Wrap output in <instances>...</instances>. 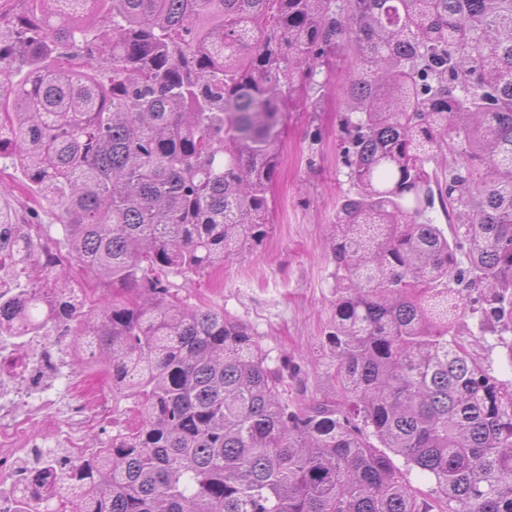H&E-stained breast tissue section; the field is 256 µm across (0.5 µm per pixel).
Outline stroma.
Segmentation results:
<instances>
[{
  "label": "stroma",
  "instance_id": "1",
  "mask_svg": "<svg viewBox=\"0 0 512 512\" xmlns=\"http://www.w3.org/2000/svg\"><path fill=\"white\" fill-rule=\"evenodd\" d=\"M342 89L296 97L284 119L277 175L270 185L269 229L253 249L225 258L209 270L170 275V287L192 307H219L247 325L269 356L270 366L290 358L301 368L306 396L326 397L329 357L322 343L336 299V266L327 246L340 197L349 191L348 169L339 149ZM0 207L25 221L38 210L42 243L61 235L54 210L35 194L10 160L0 159ZM456 329L473 357L495 377L508 380L502 349L480 335L478 317L459 314ZM63 400L84 404L91 420L77 432L81 446L132 425V400L113 394L106 369L94 364L59 383Z\"/></svg>",
  "mask_w": 512,
  "mask_h": 512
}]
</instances>
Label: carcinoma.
Instances as JSON below:
<instances>
[{
    "mask_svg": "<svg viewBox=\"0 0 512 512\" xmlns=\"http://www.w3.org/2000/svg\"><path fill=\"white\" fill-rule=\"evenodd\" d=\"M340 56L334 392L299 401L300 366L168 275L265 234L285 111ZM5 156L62 237L0 211V337H69L141 418L37 453L14 512H512V384L454 325L480 313L512 368V0H0Z\"/></svg>",
    "mask_w": 512,
    "mask_h": 512,
    "instance_id": "1",
    "label": "carcinoma"
}]
</instances>
